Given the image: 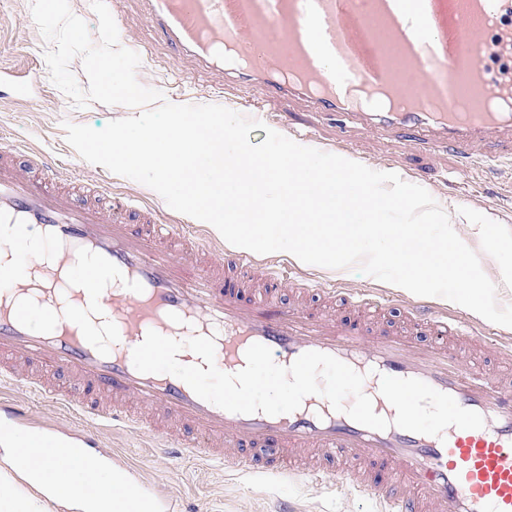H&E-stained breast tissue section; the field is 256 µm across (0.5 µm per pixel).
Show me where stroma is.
<instances>
[{
  "mask_svg": "<svg viewBox=\"0 0 512 512\" xmlns=\"http://www.w3.org/2000/svg\"><path fill=\"white\" fill-rule=\"evenodd\" d=\"M30 4L31 0H0V137L20 150L43 153L73 179L101 182L130 195L137 203L166 209V202L145 185L85 161L69 145L65 122L101 129L112 120L134 116L135 111L98 102L83 108L72 105L50 79L45 61L49 44L32 18ZM106 4L116 22L120 45L140 56L136 72L139 83L161 91L165 101L221 103L246 117L265 121V129L250 133L252 144L263 142L271 128L370 169L396 173L427 189L440 207L454 201L512 229V195L503 191L512 181V171L470 170L447 149H428L394 134H375L342 118L309 111L299 100L273 103L272 89L264 86L243 90L228 87L217 92L209 74L194 70L149 26L142 0H106ZM260 260L277 269L293 268L301 282L319 281L356 292L380 291L393 301L401 298L386 282L356 269L333 274L314 266H297L283 252L261 255ZM1 397L28 402L29 430L69 437L79 430L91 434L95 452L126 468L144 488L164 500L168 512H274L288 500L296 502L300 512L378 509L374 499L334 483L329 474L319 481L240 477L216 461L154 455L150 432L76 419L64 406L30 396L20 386L0 384Z\"/></svg>",
  "mask_w": 512,
  "mask_h": 512,
  "instance_id": "stroma-1",
  "label": "stroma"
}]
</instances>
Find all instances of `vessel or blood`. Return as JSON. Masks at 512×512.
Returning a JSON list of instances; mask_svg holds the SVG:
<instances>
[{"mask_svg":"<svg viewBox=\"0 0 512 512\" xmlns=\"http://www.w3.org/2000/svg\"><path fill=\"white\" fill-rule=\"evenodd\" d=\"M150 26L179 54L217 74L223 85L261 83L277 99H300L380 133L400 131L417 144L445 146L467 161L495 142L512 159V92L483 64L488 35L499 30L506 0H145ZM336 63L327 76L322 55ZM100 205L76 203L42 156L19 161L0 141V249L36 236L50 259L24 271L0 267V380L72 414L123 428H144L158 453L218 461L248 475L317 477L291 461L310 449L323 459H358L343 481L379 512H512V345L470 337L466 323L403 303L408 329L430 332L433 350L412 348L373 321L383 303L312 282L304 297L361 308L343 325L334 316L281 307L285 272L238 255L215 260L217 244L184 224L86 183ZM112 282L109 313L117 340L104 346L82 313ZM213 338L215 362L234 373L255 343L290 366L309 351L364 374L363 391L389 420L375 430L335 411L320 396L290 413L228 412L199 398L178 377L135 369L132 351L145 329ZM67 373L61 388L55 373ZM422 380L479 413V429L448 427L443 437L394 426L380 378Z\"/></svg>","mask_w":512,"mask_h":512,"instance_id":"vessel-or-blood-1","label":"vessel or blood"}]
</instances>
